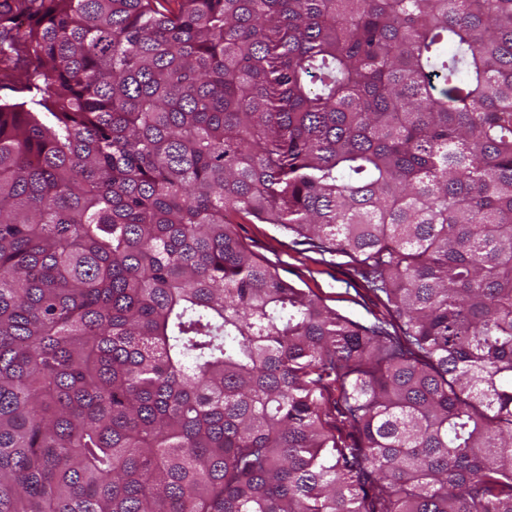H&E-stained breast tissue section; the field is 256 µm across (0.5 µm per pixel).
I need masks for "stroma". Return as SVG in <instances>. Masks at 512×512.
<instances>
[{
  "label": "stroma",
  "mask_w": 512,
  "mask_h": 512,
  "mask_svg": "<svg viewBox=\"0 0 512 512\" xmlns=\"http://www.w3.org/2000/svg\"><path fill=\"white\" fill-rule=\"evenodd\" d=\"M236 230L249 249L274 264L293 287L317 295L328 307L359 323L389 320L382 301L344 258L320 254L275 226L249 217L240 218Z\"/></svg>",
  "instance_id": "1"
}]
</instances>
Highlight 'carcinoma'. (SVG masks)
Instances as JSON below:
<instances>
[{
	"label": "carcinoma",
	"mask_w": 512,
	"mask_h": 512,
	"mask_svg": "<svg viewBox=\"0 0 512 512\" xmlns=\"http://www.w3.org/2000/svg\"><path fill=\"white\" fill-rule=\"evenodd\" d=\"M174 2L0 0V512H512V0ZM238 236L259 257L275 265L279 276L306 294H315L331 309L362 324L391 321L382 301L343 257L321 255L271 224L237 219Z\"/></svg>",
	"instance_id": "carcinoma-1"
}]
</instances>
